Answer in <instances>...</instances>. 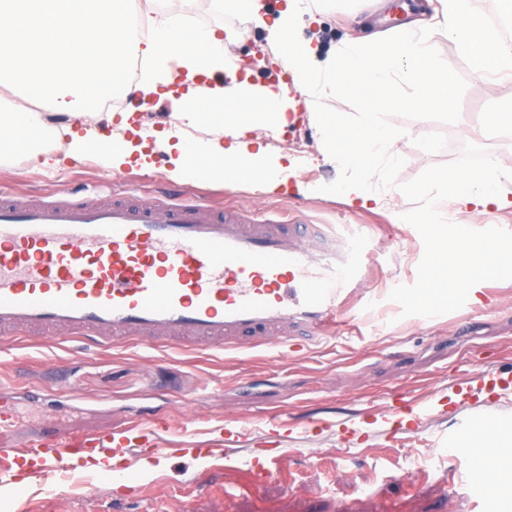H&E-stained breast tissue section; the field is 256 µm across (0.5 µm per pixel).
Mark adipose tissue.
I'll return each mask as SVG.
<instances>
[{
    "label": "adipose tissue",
    "mask_w": 512,
    "mask_h": 512,
    "mask_svg": "<svg viewBox=\"0 0 512 512\" xmlns=\"http://www.w3.org/2000/svg\"><path fill=\"white\" fill-rule=\"evenodd\" d=\"M224 16L265 27L267 45L277 55L289 81L276 85L213 82L216 73H235L237 66L215 25H177L166 11H157L152 34L143 41L127 37L121 18L129 0H0V86L21 88L39 81L47 100L43 112H1L0 131L9 133L13 152L27 161L40 157L30 132L67 139L64 155L70 159L93 154L105 170L152 169L156 153H164L168 179L177 183L220 181L258 186L275 193L304 184H291L292 159L259 142L255 131L279 133L290 121L298 97L359 91L374 107L385 104L377 89L397 86L410 90L415 109L432 108L433 96L422 92L435 64L425 52L438 37L449 38L459 65L483 78L512 77V0H494L499 20L491 26L477 15L470 0H436L429 12L402 22L385 39L368 36L351 44L339 43L319 52L311 42L292 43L301 17L311 13L309 0H282L276 17H269L266 0H213ZM145 59L136 81L124 70L130 58ZM176 94L179 108L168 127L147 130L137 125L134 112L101 113L104 91L147 101L159 89ZM233 101L240 110L224 118L219 106ZM310 123L319 135L317 147L324 162L349 171L339 185L352 205L389 208L385 195L353 177L368 163L366 155L350 150L347 135L335 114L313 112ZM212 128L208 139L193 137L200 126ZM512 207V171L493 162V151L473 150L469 185L448 199L449 215L489 207Z\"/></svg>",
    "instance_id": "ef3b65f1"
}]
</instances>
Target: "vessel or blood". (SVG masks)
Masks as SVG:
<instances>
[{
  "instance_id": "vessel-or-blood-1",
  "label": "vessel or blood",
  "mask_w": 512,
  "mask_h": 512,
  "mask_svg": "<svg viewBox=\"0 0 512 512\" xmlns=\"http://www.w3.org/2000/svg\"><path fill=\"white\" fill-rule=\"evenodd\" d=\"M310 237L307 224L282 230L239 210L218 218L182 199L24 205L0 194V331L105 332L117 341L136 329L158 345L244 334L258 343L283 334L310 341L335 331L339 300L365 287L370 258L365 241L337 249ZM499 242L490 235L483 251L467 243L460 266L493 263ZM166 427L152 419L129 435L0 448V483L48 479L79 461L97 482L119 480L112 458L133 447L162 454ZM276 463L254 456L233 470L255 480Z\"/></svg>"
}]
</instances>
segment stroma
I'll return each mask as SVG.
<instances>
[{
	"mask_svg": "<svg viewBox=\"0 0 512 512\" xmlns=\"http://www.w3.org/2000/svg\"><path fill=\"white\" fill-rule=\"evenodd\" d=\"M224 28L232 55L255 67L252 83L276 80L275 68L255 66L262 28L211 15ZM335 0H323L316 20H303L296 40H315L321 50L361 35ZM427 52L451 90L473 105L474 125L462 147L491 145L497 165L512 169V80L486 90L460 76L454 45L439 37ZM366 102L355 93L298 104L297 119L281 148L297 155L296 178L311 195L269 194L230 184L170 181L166 157L156 154L150 171L111 173L93 155L57 169L37 167L23 156L0 168V192L44 201L165 196L197 199L222 212L243 208L261 220H298L322 225L339 237L360 235L371 247L369 277L341 316L353 331L315 344L275 338L254 346L248 339L224 346L158 347L142 338L91 346L81 338L39 339L17 332L0 337V405L16 408L22 425L0 428V448H20L31 437L58 441L78 434H117L150 416L166 418L170 440L190 448L228 447L243 460L256 449L274 448L278 462L256 490L225 470L223 457L179 454L146 459L129 452L122 466L133 480L88 487L73 483L65 493L30 490L19 498L0 487V512H512V497L490 504L471 483L499 482L497 467L476 470L449 443L462 422L493 420L512 426V269L474 274L459 287H442L425 255L431 243L455 247L458 227L476 240L487 225L512 228V208L464 213L453 223L396 224L386 210L351 207L329 189L339 170L318 158L317 133L308 112L338 113L352 131L365 126ZM447 152L410 149L401 169L386 172L380 159L359 170L374 191L397 208L417 211L428 175L448 173ZM281 415L284 426L268 419ZM243 430L225 443L224 431ZM149 460L143 472L139 463Z\"/></svg>",
	"mask_w": 512,
	"mask_h": 512,
	"instance_id": "35a3bbf8",
	"label": "stroma"
}]
</instances>
